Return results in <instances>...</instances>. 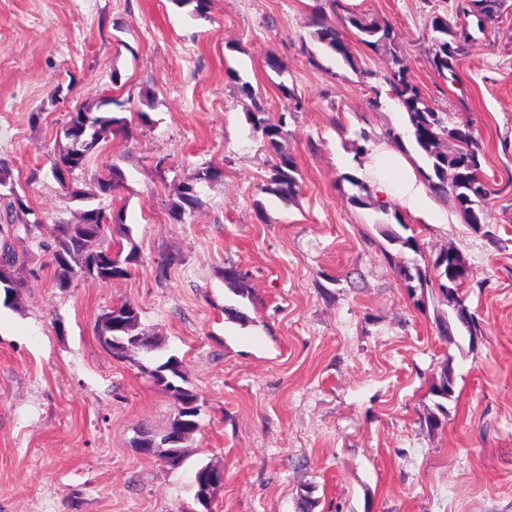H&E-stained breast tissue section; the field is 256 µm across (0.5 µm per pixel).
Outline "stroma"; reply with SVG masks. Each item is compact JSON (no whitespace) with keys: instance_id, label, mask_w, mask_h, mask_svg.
I'll return each mask as SVG.
<instances>
[{"instance_id":"35a3bbf8","label":"stroma","mask_w":512,"mask_h":512,"mask_svg":"<svg viewBox=\"0 0 512 512\" xmlns=\"http://www.w3.org/2000/svg\"><path fill=\"white\" fill-rule=\"evenodd\" d=\"M458 0H359L393 26L413 81L438 111L469 120L492 195L484 230L449 212L414 221L422 252L467 260L461 293L476 335H439V293L413 298L393 264L410 250L386 240L375 206L347 199L360 130L403 125L386 103L388 54L344 36L347 66L313 37L315 0H210L205 17L174 0H0V159L43 224L76 223L82 205L52 177L74 106L122 102L132 135L110 137L73 182L111 165L124 183L101 198L123 210L139 263L128 278L80 277L58 288L36 239L13 246L35 271L19 304L0 305V512H186L193 477L224 470L215 512H512V0L441 76L426 38ZM276 59L282 67L267 65ZM250 82L288 121L302 190L261 192L269 156L247 119ZM144 111L149 123L134 120ZM182 219L172 206L201 167ZM173 263L155 278L163 258ZM250 271L248 324L229 321L224 267ZM182 358L203 402L201 427L177 470L137 453L141 427L163 431L166 391L97 340L118 302ZM454 393L439 427L425 424L442 369ZM221 171L213 168L206 167L198 170L186 183H184L179 192V203H176L172 209L174 217L181 218L185 214L186 208L194 210L201 206L202 201L198 195L196 187L198 184L208 183L216 180Z\"/></svg>"}]
</instances>
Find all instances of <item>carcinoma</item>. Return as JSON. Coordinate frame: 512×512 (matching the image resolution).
I'll list each match as a JSON object with an SVG mask.
<instances>
[{
	"label": "carcinoma",
	"instance_id": "cac0c4a2",
	"mask_svg": "<svg viewBox=\"0 0 512 512\" xmlns=\"http://www.w3.org/2000/svg\"><path fill=\"white\" fill-rule=\"evenodd\" d=\"M329 4L336 21H331L325 8L318 4L311 14L310 25L313 36L322 47L341 59L349 67H354V57L346 42L343 30L351 26L357 30L359 42L374 49L383 46L389 50L390 59L385 81L390 86L392 99L406 113L407 123L403 127L386 126L375 136L364 130L360 137L366 142L373 140L395 144L401 148L410 144L423 166L419 170L431 192L441 202L451 204L460 214L464 223L478 230L484 224L486 204L491 193L489 184L482 173V154L478 139L466 121L451 123L448 114L432 107L409 75L407 66L397 50L396 34L388 24H380L356 12L350 11L345 0H324ZM507 0H460L457 16L461 21H450L443 16L432 17L427 34L432 43L434 66L440 71H454L458 57L462 55L466 38L462 30L470 22L484 21L491 25L501 18L506 10ZM483 19H478L476 14ZM120 106L113 98H103L93 108L79 106L68 113L66 123L71 125L73 135L67 137L69 145L51 160V173L56 182L70 195V198L84 203L80 220L76 224L59 223L49 227L37 219L29 220L32 214L29 206L19 193L14 181L12 168L0 160V293L4 294L3 304L13 306L21 298L25 279L20 272L28 266L26 256L13 249L11 240L23 234L41 235V247L47 252L50 264L56 268V285L59 288L70 286L75 277H96L100 280H121L131 275L138 262V254L132 249L123 253L115 236L130 237L125 227L123 210L110 214L104 208L93 204L98 197H109L123 184L124 175L114 164L107 173L97 177L95 191L87 193L64 183L63 173H75L84 169L90 157L102 150L104 142L111 136H130L128 119L112 110ZM288 113L274 114L260 103H254V111L248 113L252 131L259 136L271 154L268 177L260 188L264 194L283 200H293L301 186L298 180V167L294 157L283 147L288 136L286 127ZM453 142V148H445V140ZM221 171L206 167L198 170L179 192V203L172 209L174 217L181 218L185 211L202 205L196 190L197 185L216 180ZM351 186L348 200L359 206H366L369 197L367 184L356 176L344 177ZM382 213L391 215L394 222H381L385 226L382 234L391 243L422 255L417 239L413 235L403 236L391 229L396 224L409 230L403 212L386 209ZM238 267L230 264L224 267V284L238 298V302L252 300L249 274H237ZM403 280L411 292L437 287L448 304L451 314L439 317L438 329L443 336L448 328L463 326L469 333L476 331L474 314L466 313L465 299L460 288L469 278V266L462 254L454 248L442 250L436 258L425 265L415 260L399 267ZM108 312L114 315L119 326L110 327L99 315L95 323L97 337H106V344L112 350V357L120 362H130L148 376L154 383L170 392L179 403L170 425L179 426L183 432L182 441H187L196 433L200 424L202 404L199 395L189 387L183 367V360L170 355L163 359L160 351L163 342L157 336H150L141 321L140 308L122 301ZM454 380L447 368L440 373L439 380L431 388L437 398L436 411L429 413L426 423L431 427L440 424L439 415L447 412L443 401L453 394ZM156 459L170 455L177 457L171 469L177 470L186 460L183 446L165 445L156 439L154 446Z\"/></svg>",
	"mask_w": 512,
	"mask_h": 512
}]
</instances>
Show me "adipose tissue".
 I'll return each instance as SVG.
<instances>
[{
  "label": "adipose tissue",
  "instance_id": "1",
  "mask_svg": "<svg viewBox=\"0 0 512 512\" xmlns=\"http://www.w3.org/2000/svg\"><path fill=\"white\" fill-rule=\"evenodd\" d=\"M363 176L377 200L399 201L409 215L427 224L447 223V215L429 209L426 187L403 153L384 144L371 146Z\"/></svg>",
  "mask_w": 512,
  "mask_h": 512
}]
</instances>
